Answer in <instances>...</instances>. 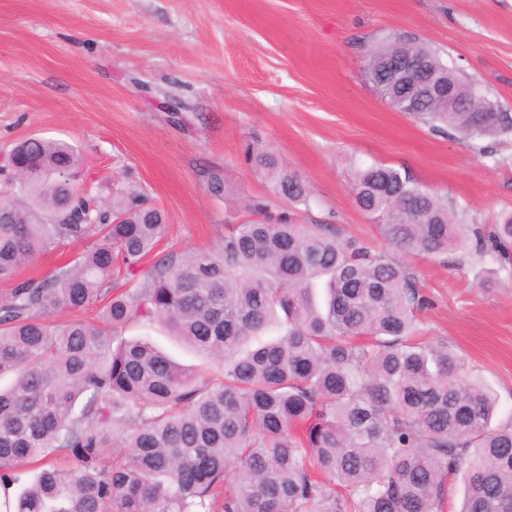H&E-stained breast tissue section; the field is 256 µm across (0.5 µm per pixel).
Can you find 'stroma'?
<instances>
[{
  "label": "stroma",
  "instance_id": "35a3bbf8",
  "mask_svg": "<svg viewBox=\"0 0 512 512\" xmlns=\"http://www.w3.org/2000/svg\"><path fill=\"white\" fill-rule=\"evenodd\" d=\"M396 38L436 50L512 113V0H0V158L32 135L74 144L77 177L101 203L136 190L165 211L162 253L211 250L228 225L283 217L390 251L354 202L356 163L408 170L466 223H495L512 210V134L466 143L383 101L367 63ZM258 151L307 201L276 192ZM93 243L58 245L15 281ZM402 260L428 301L423 335L463 355L496 398L495 423L512 421V265L484 288L474 267Z\"/></svg>",
  "mask_w": 512,
  "mask_h": 512
}]
</instances>
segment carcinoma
Here are the masks:
<instances>
[{
    "instance_id": "carcinoma-1",
    "label": "carcinoma",
    "mask_w": 512,
    "mask_h": 512,
    "mask_svg": "<svg viewBox=\"0 0 512 512\" xmlns=\"http://www.w3.org/2000/svg\"><path fill=\"white\" fill-rule=\"evenodd\" d=\"M425 58L471 98L432 49ZM381 98L404 111L380 69ZM410 116L476 140L512 132V113ZM23 169L0 183V278L61 241L97 242L0 302V486L4 512H512V424L495 425L491 392L444 344L416 336L425 307L413 274L385 252L341 244L328 224H235L213 251L152 255L167 232L160 208L134 192L108 205L74 182L66 141L17 143ZM255 167L290 200L305 186L263 153ZM358 208L396 249L462 253L486 279L487 258L512 261V213L464 224L405 171L373 163L353 178ZM142 275L134 287L112 281ZM109 295L99 322L50 319ZM160 325L195 349L196 369L124 336ZM127 449L109 462L106 449ZM38 465L26 480L25 465ZM23 486L17 498L9 490Z\"/></svg>"
}]
</instances>
